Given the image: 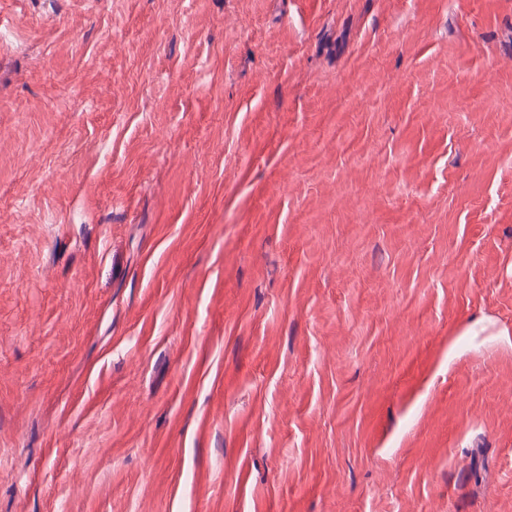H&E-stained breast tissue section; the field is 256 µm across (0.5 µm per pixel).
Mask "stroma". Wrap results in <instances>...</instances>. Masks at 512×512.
I'll use <instances>...</instances> for the list:
<instances>
[{
    "instance_id": "1",
    "label": "stroma",
    "mask_w": 512,
    "mask_h": 512,
    "mask_svg": "<svg viewBox=\"0 0 512 512\" xmlns=\"http://www.w3.org/2000/svg\"><path fill=\"white\" fill-rule=\"evenodd\" d=\"M0 512H512V0H0Z\"/></svg>"
}]
</instances>
